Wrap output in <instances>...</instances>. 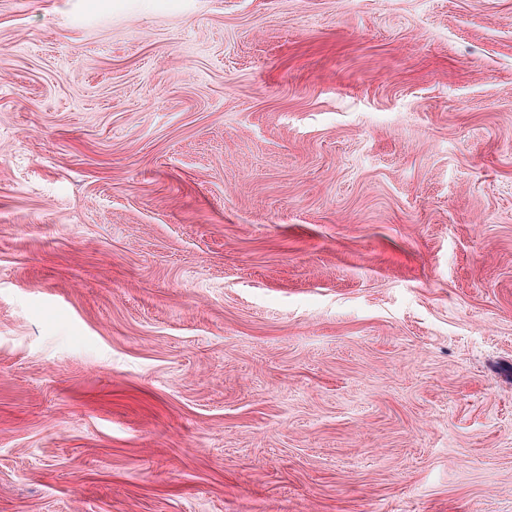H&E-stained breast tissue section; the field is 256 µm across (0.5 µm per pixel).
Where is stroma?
<instances>
[{
  "instance_id": "obj_1",
  "label": "stroma",
  "mask_w": 512,
  "mask_h": 512,
  "mask_svg": "<svg viewBox=\"0 0 512 512\" xmlns=\"http://www.w3.org/2000/svg\"><path fill=\"white\" fill-rule=\"evenodd\" d=\"M0 512H512V0H0Z\"/></svg>"
}]
</instances>
